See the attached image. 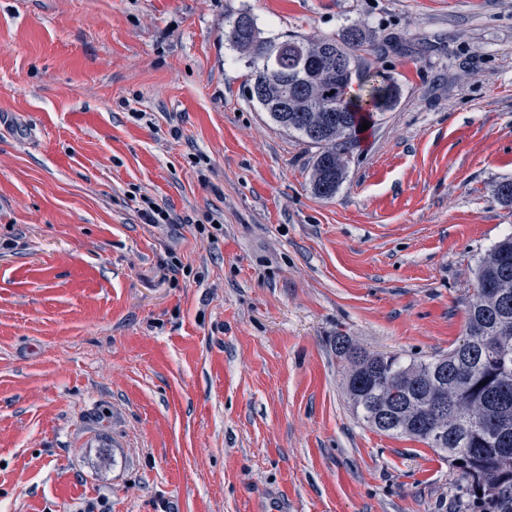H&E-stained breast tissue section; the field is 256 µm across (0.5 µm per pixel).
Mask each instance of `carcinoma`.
I'll list each match as a JSON object with an SVG mask.
<instances>
[{
  "instance_id": "obj_1",
  "label": "carcinoma",
  "mask_w": 512,
  "mask_h": 512,
  "mask_svg": "<svg viewBox=\"0 0 512 512\" xmlns=\"http://www.w3.org/2000/svg\"><path fill=\"white\" fill-rule=\"evenodd\" d=\"M224 39L248 59L250 97L278 127L315 148L312 189L332 197L346 178L363 121L392 109L400 95L377 71L356 75L366 31L353 24L337 39L278 41L262 36L254 18L241 12L226 19ZM476 283L465 337L443 356L442 441L432 442L420 426L439 391L434 360L369 353L347 336L336 337V355L347 364L344 386L366 423L383 415L389 424L382 433L447 453L480 512H512V235L482 258Z\"/></svg>"
}]
</instances>
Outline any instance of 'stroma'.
I'll return each instance as SVG.
<instances>
[{"mask_svg":"<svg viewBox=\"0 0 512 512\" xmlns=\"http://www.w3.org/2000/svg\"><path fill=\"white\" fill-rule=\"evenodd\" d=\"M243 10L360 24L401 88L331 198L249 95ZM510 177L512 0H0V512H466L335 342L454 348Z\"/></svg>","mask_w":512,"mask_h":512,"instance_id":"35a3bbf8","label":"stroma"}]
</instances>
